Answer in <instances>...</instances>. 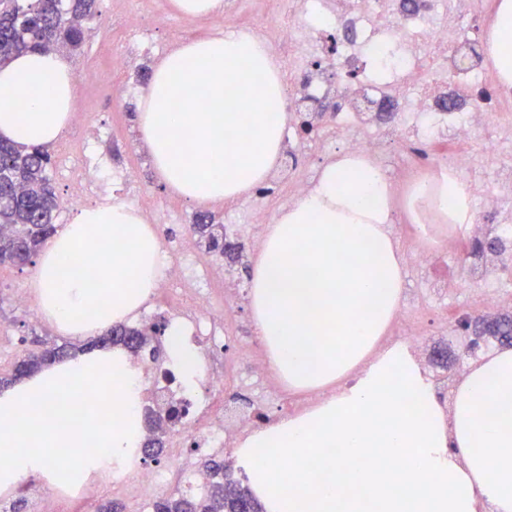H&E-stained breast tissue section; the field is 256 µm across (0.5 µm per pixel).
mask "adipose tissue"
I'll list each match as a JSON object with an SVG mask.
<instances>
[{
	"label": "adipose tissue",
	"instance_id": "1",
	"mask_svg": "<svg viewBox=\"0 0 512 512\" xmlns=\"http://www.w3.org/2000/svg\"><path fill=\"white\" fill-rule=\"evenodd\" d=\"M490 41L492 66L512 90V0H499ZM74 85L58 52L29 51L0 67V139L54 146L72 119ZM287 110L268 44L228 29L156 61L134 120L159 183L207 206L266 179ZM212 156L223 166H209ZM393 196L373 164L330 158L312 189L273 214L250 265V318L271 367L290 389L326 394L236 448L265 512H512V348L469 365L445 407L406 346L377 347L405 288L389 231ZM434 209L461 230L474 222L471 191L453 177ZM70 256L92 257L94 279L65 268ZM160 256L137 209L88 205L45 242L28 286L45 321L92 338L151 298ZM141 409L138 374L119 348L0 392V491L31 480L52 490L124 464L141 442ZM62 450L70 469L55 464Z\"/></svg>",
	"mask_w": 512,
	"mask_h": 512
}]
</instances>
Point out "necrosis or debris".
I'll use <instances>...</instances> for the list:
<instances>
[{"instance_id": "4bbe7bcc", "label": "necrosis or debris", "mask_w": 512, "mask_h": 512, "mask_svg": "<svg viewBox=\"0 0 512 512\" xmlns=\"http://www.w3.org/2000/svg\"><path fill=\"white\" fill-rule=\"evenodd\" d=\"M486 25L483 0H289L285 6L274 0L266 15L249 25L280 59L289 111L305 101L327 113L315 139L318 152L345 151L386 169L400 207L429 222L428 241L408 236L409 260L419 271L446 252L455 234L450 225L430 223L428 213L413 203L418 175L435 181L451 173L461 176L480 197L482 218L502 234L512 233V96L504 94L488 66L489 47L469 37ZM311 58L332 66L335 82H325L308 66ZM72 123L80 143L76 151L62 153L58 164L68 184L66 209L97 198L102 170L100 158L87 147L93 130L82 115H73ZM391 143L396 149L390 153ZM168 243L177 259L153 298L165 304L183 325L188 343L197 347L206 386L204 394H195L173 370L142 369L147 408H154L159 393L186 406L184 416L167 429L174 445L169 459L176 463L183 439L228 450L239 435L259 427L250 412L231 421L224 417L226 393L243 381H251L263 399H287L294 411L306 410L319 396H288L267 365L262 343L246 344L236 362L225 361L230 328L213 314V290L223 287L225 300H233L227 273L203 260L191 237L175 236ZM428 288L425 294L411 291L384 344L400 342L415 352L423 348L420 321L444 295L439 283ZM167 482L165 470L141 464L135 478L106 485L93 477L65 495L80 503L81 512H96L105 488L136 506L164 492Z\"/></svg>"}]
</instances>
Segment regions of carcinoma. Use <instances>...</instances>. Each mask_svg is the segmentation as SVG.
I'll return each mask as SVG.
<instances>
[{"label": "carcinoma", "instance_id": "carcinoma-1", "mask_svg": "<svg viewBox=\"0 0 512 512\" xmlns=\"http://www.w3.org/2000/svg\"><path fill=\"white\" fill-rule=\"evenodd\" d=\"M96 0H0V65L29 49L76 51L83 42V25L95 15ZM54 165L44 149L0 141V266H23L32 262L44 241L54 233L59 200L49 176ZM191 228L210 252L231 263L241 260L236 246L224 244V225L214 215L200 212ZM161 322L149 328L115 325L103 336L87 343L46 346L24 359V370L0 376V388L7 387L60 358H74L106 341L122 345L129 352L144 351L157 335L164 334ZM478 338L488 336L500 345L512 341V315H503L474 330ZM209 475L206 495L162 497L153 512H263L261 503L248 486L226 473L224 460L208 457L202 463Z\"/></svg>", "mask_w": 512, "mask_h": 512}]
</instances>
